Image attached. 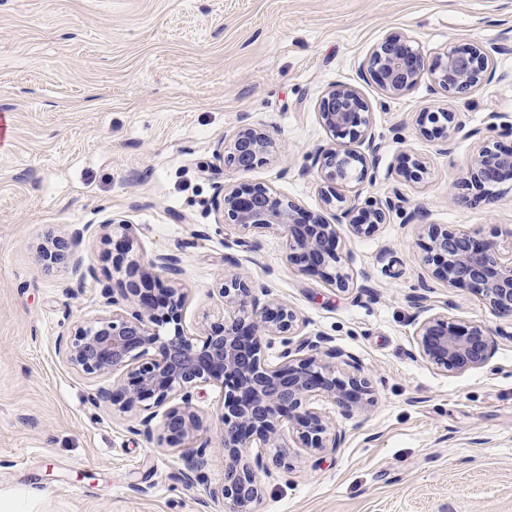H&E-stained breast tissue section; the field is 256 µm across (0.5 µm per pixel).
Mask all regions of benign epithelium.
Wrapping results in <instances>:
<instances>
[{
	"mask_svg": "<svg viewBox=\"0 0 512 512\" xmlns=\"http://www.w3.org/2000/svg\"><path fill=\"white\" fill-rule=\"evenodd\" d=\"M502 51L501 46L474 41L450 45L430 61L412 40L390 35L373 49L362 77L373 80L389 99L408 94L425 77L448 97L458 98L495 79L494 55ZM319 116L334 137L367 145L365 151L321 147L311 155L313 166L328 183L321 188L323 201L327 206L336 205L333 220L260 185L223 184L217 189L215 206L224 223L241 233L234 240L236 247L250 251L256 234L281 229L288 238L286 260L298 262L303 272L347 289L348 278L340 270L336 225H346L355 236H368L387 223L391 213L403 209L407 200L396 189L383 199H363L356 188L374 165L377 152L371 108L356 88L345 84L331 87L321 98ZM497 119L493 113L485 129L467 131L458 113L451 110L423 112L418 118L420 135L430 141L449 143L461 135L487 133L469 167V177L455 183L457 187L471 186L486 198L489 186L512 177V147L499 142L502 137H512V123L498 124ZM279 152L278 143L266 129L245 126L229 142L218 145L214 157L244 173ZM338 183L350 186L353 195L337 196L330 186ZM83 233L76 228L72 242L51 241L43 248V259L55 264L67 258L74 273L82 277L93 273L84 257L71 249V243L79 241ZM423 234L428 239L426 261L434 264L435 278L450 287L469 289L498 317L512 320V252L501 251L494 241L475 233L437 224L423 225ZM180 263L176 254H157L145 264L119 258L117 264L125 266V278L106 293V304L114 307L112 315L77 327L60 341L59 352L72 369L86 376L122 372L123 408L146 412L134 432L156 440L160 447L183 450L182 459L190 471L208 464L205 448L209 447L206 441L198 450L189 447L201 428L193 393L199 386L220 387L224 394V512H255L254 504L260 498L258 473H269L270 462L279 468L292 467L280 430L283 420L295 429L298 447L314 454L334 451L341 436L313 407V400L325 397L341 415L351 417L369 404L368 382L358 375L359 366L351 358L346 364L354 372L336 376V359L344 353L326 336L309 334L295 349H289L292 337L305 327L304 320L287 303L273 298L268 286L253 288L243 273L224 279L219 288L231 314L198 334L185 332L182 289L157 287L180 272ZM506 335L502 327L462 324L442 311L430 313L415 329L419 354L433 368L450 374L484 367L495 354L498 338ZM278 338L287 346L283 361L268 364L264 350ZM158 408L163 415L155 425ZM248 448L272 450L271 461L260 452L248 460Z\"/></svg>",
	"mask_w": 512,
	"mask_h": 512,
	"instance_id": "7a95c632",
	"label": "benign epithelium"
}]
</instances>
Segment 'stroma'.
Here are the masks:
<instances>
[{
    "mask_svg": "<svg viewBox=\"0 0 512 512\" xmlns=\"http://www.w3.org/2000/svg\"><path fill=\"white\" fill-rule=\"evenodd\" d=\"M399 33L427 57L448 44L504 46L495 79L449 98L429 81L388 99L360 68L374 46ZM359 89L379 146L361 186L407 199L368 237L339 227L348 290L286 262L273 229L252 251L212 202L221 184H261L320 212L312 152L333 144L318 114L332 86ZM458 112L467 128L490 113L512 122V0H0V503L36 491L27 512H224V468L187 473L180 452L132 432L135 412L93 405L117 392L119 374L90 377L58 352L77 325L107 315L103 291L121 271L113 257L173 253L182 260L188 333L221 319L225 277L272 285L305 331L332 339L369 383L365 413L347 418L325 398L315 406L342 435L333 453L311 455L283 425L293 467L262 478L256 512H512V339L490 362L458 375L421 359L423 317L409 302L447 307L450 318L501 325L477 296L435 279L423 224L476 232L512 248V179L492 198L459 187L480 149L451 151L423 138L421 112ZM267 129L281 147L254 169L217 165L214 151L243 125ZM423 163L422 181L398 174ZM85 233L76 246L93 268L46 265L51 240ZM193 402L201 440L218 444L223 396L202 386Z\"/></svg>",
    "mask_w": 512,
    "mask_h": 512,
    "instance_id": "1",
    "label": "stroma"
}]
</instances>
